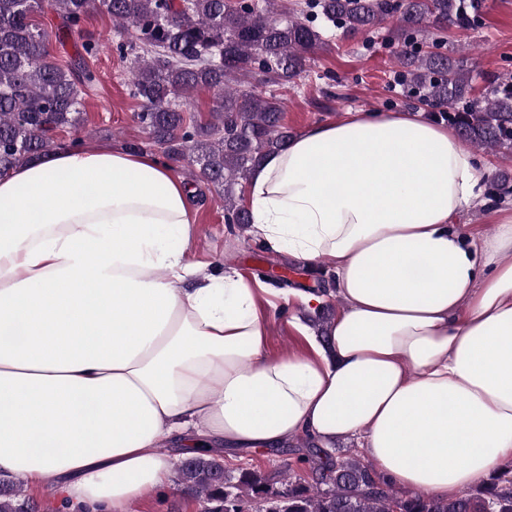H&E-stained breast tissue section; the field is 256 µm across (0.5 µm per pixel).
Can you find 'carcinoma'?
<instances>
[{
  "label": "carcinoma",
  "instance_id": "1",
  "mask_svg": "<svg viewBox=\"0 0 512 512\" xmlns=\"http://www.w3.org/2000/svg\"><path fill=\"white\" fill-rule=\"evenodd\" d=\"M52 8L69 33L92 11L116 25L120 55L135 57L131 95L149 144L186 160L196 177L224 197L227 224L251 223L236 187L268 154L294 137L283 123L275 89L309 72L323 29L345 35L391 25L396 64L406 97L453 127L471 147L512 150V72L485 79L474 94L466 61L444 49L437 33L474 26L482 0H0V176L63 146L57 133L84 126L79 86L96 74L85 63L97 52L89 37L67 66L51 54L35 16ZM212 95L209 119H187L180 100ZM512 194V175L501 172L490 196ZM313 482L282 488L279 471L257 467L232 474L210 455L179 460L177 485L203 512H512V472L505 470L475 491L440 500L400 494L379 481L357 456H335L306 438ZM0 512H36L20 481L0 475Z\"/></svg>",
  "mask_w": 512,
  "mask_h": 512
}]
</instances>
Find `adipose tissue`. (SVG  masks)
Returning <instances> with one entry per match:
<instances>
[{
  "instance_id": "adipose-tissue-1",
  "label": "adipose tissue",
  "mask_w": 512,
  "mask_h": 512,
  "mask_svg": "<svg viewBox=\"0 0 512 512\" xmlns=\"http://www.w3.org/2000/svg\"><path fill=\"white\" fill-rule=\"evenodd\" d=\"M420 111L307 127L249 178L251 233L328 263L340 312L313 356L270 359L240 276L185 260L171 166L61 147L0 178V473L64 512H125L172 479L162 449L359 441L393 487L451 499L512 463V208Z\"/></svg>"
}]
</instances>
